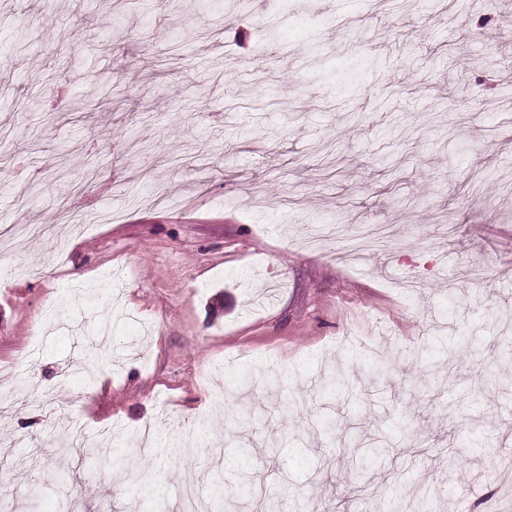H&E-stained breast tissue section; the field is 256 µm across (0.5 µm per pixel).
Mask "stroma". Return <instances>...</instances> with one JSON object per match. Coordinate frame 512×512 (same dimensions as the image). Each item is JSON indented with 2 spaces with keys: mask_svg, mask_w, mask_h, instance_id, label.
<instances>
[{
  "mask_svg": "<svg viewBox=\"0 0 512 512\" xmlns=\"http://www.w3.org/2000/svg\"><path fill=\"white\" fill-rule=\"evenodd\" d=\"M110 5L0 0V227L47 228L0 255L17 512H172L186 482L256 479L272 505L359 512L338 450L374 441L371 512L420 488L485 512L512 484V0ZM62 171L88 228L51 203ZM421 345L432 363H406ZM338 365L351 394L324 389ZM186 431L197 447L169 449Z\"/></svg>",
  "mask_w": 512,
  "mask_h": 512,
  "instance_id": "stroma-1",
  "label": "stroma"
}]
</instances>
